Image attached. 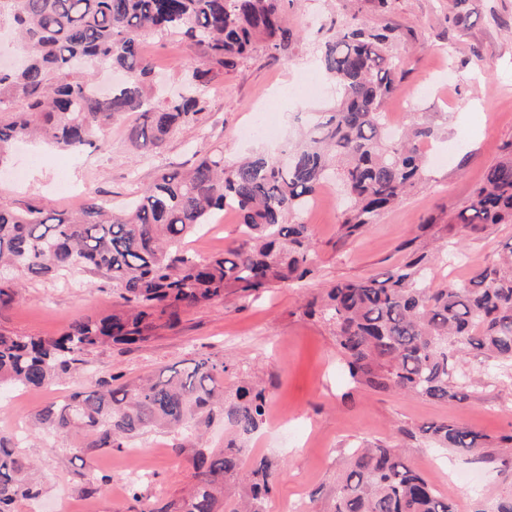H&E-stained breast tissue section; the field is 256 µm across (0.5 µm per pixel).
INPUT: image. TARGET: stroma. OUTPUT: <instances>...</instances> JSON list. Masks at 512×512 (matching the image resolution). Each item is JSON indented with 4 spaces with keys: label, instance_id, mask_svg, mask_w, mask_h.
Listing matches in <instances>:
<instances>
[{
    "label": "stroma",
    "instance_id": "stroma-1",
    "mask_svg": "<svg viewBox=\"0 0 512 512\" xmlns=\"http://www.w3.org/2000/svg\"><path fill=\"white\" fill-rule=\"evenodd\" d=\"M286 8L295 41L276 56L259 51L225 71L210 89L199 122L174 130L155 157H142L130 142L129 130L139 119L135 113L111 121L99 141L78 155L47 144H20L0 174V202L33 199L66 211L96 195L118 210L153 181L158 168L187 164L200 143L223 147L226 159L234 160L294 140L309 113L327 111L339 97L335 84L319 72L317 50L352 17L362 26L393 31L390 51L399 71L397 88L385 104L388 125L403 127L420 112L436 128L426 142L424 180L377 223L346 241L339 238V188L328 180L303 215L313 227L316 265L303 287L276 285L256 297L229 294L186 309L143 343L84 354L75 378L21 392L13 400L0 396V432L25 434L42 408L75 391L115 377L127 382L154 376L210 355L229 366L225 389L250 378L269 391L267 421L246 450L251 457L267 456L278 468L268 512H290L297 503L307 512H329L348 448L366 439L402 449L438 493L453 499L456 512H483L512 493V472L497 462H470L459 451L440 454L429 448L419 428L447 419L483 435L486 453H495L499 438L512 433V380L487 375L479 359L469 355L460 361L469 382L459 400L437 402L352 384L340 367L331 328L305 316L302 306L336 282L376 276L398 264L399 243L429 218L448 225V239L464 253L458 263L433 265L436 285L467 283L476 265L512 243V224H490L467 235L448 224L512 144V0H466L471 24L465 28L452 22L453 0H388L384 7L379 0H288ZM144 46L167 91L180 90L194 53L170 36H146ZM309 72L317 73L321 84L314 96L297 91ZM259 106L270 112L275 138L246 136ZM238 228L237 215L224 212L184 247L208 257L234 241ZM119 303L111 279L101 274L29 279L21 299L0 309V331L55 336L74 320L105 315ZM229 435L217 421L201 441L177 429L137 438L144 450L140 463L152 473L137 501L124 482L132 465L127 453L96 448L79 462L71 457L69 436L29 440L25 453L38 465L42 490L37 500L19 501L16 510L57 512L64 501L67 512H147L156 499L181 497L193 483L195 448L223 447ZM89 469L111 475V482L86 493Z\"/></svg>",
    "mask_w": 512,
    "mask_h": 512
}]
</instances>
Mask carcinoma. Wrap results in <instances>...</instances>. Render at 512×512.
Segmentation results:
<instances>
[{"label": "carcinoma", "mask_w": 512, "mask_h": 512, "mask_svg": "<svg viewBox=\"0 0 512 512\" xmlns=\"http://www.w3.org/2000/svg\"><path fill=\"white\" fill-rule=\"evenodd\" d=\"M285 0H0V27L10 29L22 54L18 68L0 71V161L19 140L45 137L74 153L98 138L112 119L137 112L130 131L145 155L176 128L192 125L206 108L205 91L224 71L258 49L289 46ZM149 34L176 36L197 61L183 92L153 102L152 65L142 51ZM391 30L351 20L319 50L323 71L342 97L314 123L283 167L264 151L232 164L224 149L202 145L188 168L158 170L126 212L93 198L76 211L57 212L38 201L0 203V309L16 303L24 276L56 278L75 271L112 277L121 308L72 324L59 336L0 333V390L35 392L70 378L78 356L112 344L144 342L182 308L229 294L258 296L278 283L299 286L312 277V228L303 212L336 168L344 188L340 238L362 233L424 176L422 142L434 126L412 122L386 135L382 107L395 88L397 64L388 56ZM229 209L239 238L201 258L183 241ZM449 223L464 233L512 224V153ZM432 221L399 245L405 260L382 278L336 283L305 306L331 328L350 379L380 391L448 401L463 397L469 377L460 358L488 361L486 370L512 377V244L476 269L462 287L426 281L436 253L426 239ZM222 360L202 357L181 372L140 382L76 392L37 415L44 432L78 430L71 448L84 460L91 448L122 452L153 429H183L221 421L233 436L222 448H198L194 482L178 499H160L150 512H266L276 470L266 457L247 461L245 443L268 411L265 389L241 380L224 394ZM432 447L480 453L483 436L440 421L420 428ZM20 439L0 434V512L40 494ZM497 460L512 470V434L499 439ZM330 512H455L405 460L398 448L368 444L351 451Z\"/></svg>", "instance_id": "1"}]
</instances>
